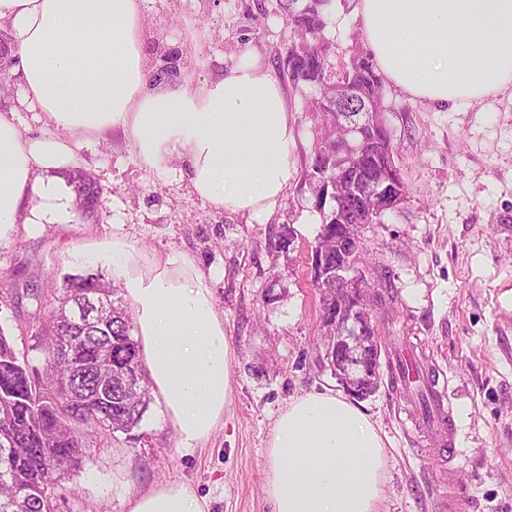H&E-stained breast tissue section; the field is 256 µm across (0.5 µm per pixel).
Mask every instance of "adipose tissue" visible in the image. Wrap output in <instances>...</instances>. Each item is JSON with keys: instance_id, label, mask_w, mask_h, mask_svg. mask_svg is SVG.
<instances>
[{"instance_id": "1", "label": "adipose tissue", "mask_w": 512, "mask_h": 512, "mask_svg": "<svg viewBox=\"0 0 512 512\" xmlns=\"http://www.w3.org/2000/svg\"><path fill=\"white\" fill-rule=\"evenodd\" d=\"M146 0H0L13 40L18 108L0 113V241L17 228L67 224L76 196L59 171L75 150L118 131L160 175L174 160L218 211L258 215L283 197L296 166L295 120L279 84L251 58L189 87L149 83ZM353 14L380 74L410 97L453 109L512 89V0H355ZM44 131L31 137L22 112ZM113 235L92 252L127 300L142 363L182 448L220 427L232 399L234 349L208 281L186 254L149 267ZM384 443L375 424L333 390L292 399L270 436L272 512H380ZM127 512H205L185 482L132 495Z\"/></svg>"}]
</instances>
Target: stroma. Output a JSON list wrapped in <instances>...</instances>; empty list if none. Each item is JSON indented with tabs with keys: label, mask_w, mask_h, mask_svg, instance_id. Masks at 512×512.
<instances>
[{
	"label": "stroma",
	"mask_w": 512,
	"mask_h": 512,
	"mask_svg": "<svg viewBox=\"0 0 512 512\" xmlns=\"http://www.w3.org/2000/svg\"><path fill=\"white\" fill-rule=\"evenodd\" d=\"M277 0H147L148 67L175 64L196 86L250 55L268 70L288 48ZM297 120L298 164L283 199L261 217L214 210L180 172L142 166L134 143L107 134L80 147L75 165L103 187L91 219L18 231L0 245V330L45 376L31 289L54 295L85 270L73 252L108 245L120 225L143 262L184 252L207 277L235 353L224 425L202 446L179 448L159 403L142 438H89L83 469L52 491L55 512H126L127 500L160 482L189 483L207 512H271L264 493L268 440L291 399L339 383L322 361L320 293L311 250L321 230L305 171L316 118L284 86ZM385 119L405 198L361 237L396 296L380 327L378 390L359 400L386 451L382 512H512V89L461 110L411 99L385 84ZM291 231L289 249L273 239ZM408 338L445 382L457 434L455 457L416 433L421 410L400 401L390 349Z\"/></svg>",
	"instance_id": "obj_1"
}]
</instances>
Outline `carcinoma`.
<instances>
[{"instance_id":"carcinoma-1","label":"carcinoma","mask_w":512,"mask_h":512,"mask_svg":"<svg viewBox=\"0 0 512 512\" xmlns=\"http://www.w3.org/2000/svg\"><path fill=\"white\" fill-rule=\"evenodd\" d=\"M334 2L277 0L294 41L275 61L293 89L315 92L308 108L320 119L321 135L306 180L322 211L321 235L328 239L336 237L341 223L358 229L386 212L373 211L376 202L358 193L379 170L393 169L395 184L405 191L384 120L383 80L371 55L357 47L344 51L326 34ZM361 107L365 111L359 113L360 124L349 133L348 143L336 142V109ZM330 179L356 190L338 202ZM92 289L108 299L111 321L70 319L69 311L84 310ZM119 292L101 274L87 272L66 277L62 292L50 300L32 293L33 320L41 325L38 345L56 353L44 379L30 373L28 362L17 356L0 330V475H5L0 480V512H53L47 492L53 464L61 465L65 475L86 460L77 426L91 434L129 435L144 420L152 401L150 386ZM343 300L336 288L320 287L321 324H327Z\"/></svg>"}]
</instances>
